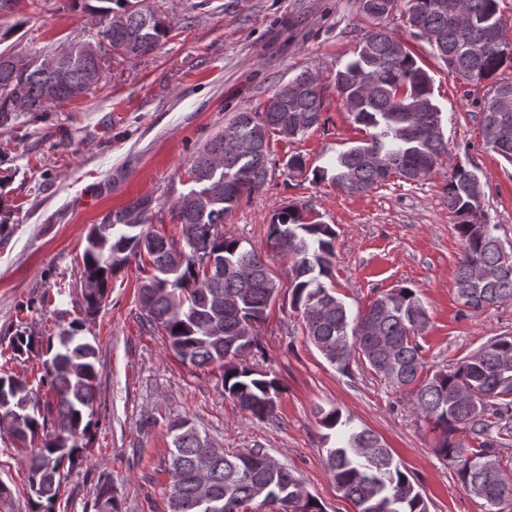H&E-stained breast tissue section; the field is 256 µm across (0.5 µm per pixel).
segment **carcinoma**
<instances>
[{
    "mask_svg": "<svg viewBox=\"0 0 512 512\" xmlns=\"http://www.w3.org/2000/svg\"><path fill=\"white\" fill-rule=\"evenodd\" d=\"M75 2L98 18L96 33L70 40V51L52 65L42 56L16 65L0 59V124L20 112H41L51 102H65L74 90L82 94L97 87L107 55L142 57L169 33L165 14L145 0ZM439 2L381 0L387 8L376 19L401 10L448 74L468 84L512 66V44L498 34L506 25L498 0H462L464 24L453 26ZM394 42L383 29L369 32L336 72V92L346 111L369 132L339 153L331 168L316 169L315 180L357 195L392 177L418 182L433 174L448 154L441 111L432 100V78L410 50L394 52ZM310 76L306 71L280 85L259 110L236 113L223 133L197 151L189 171L192 187L171 206V219L182 228V245L145 229L152 201L140 197L92 225L83 253L86 314L100 308L112 277L130 258H147L150 276L139 289L146 324L165 332L170 349L182 361L198 368L218 365L224 393L260 420L276 412L283 387L246 357L258 350L254 328L278 297V284L255 250L224 236V218L242 197L267 184L271 135L283 127L303 135L320 123L323 91L318 84L306 86ZM486 109L484 105L480 111L484 144L512 165V149L496 148L497 133L490 128ZM443 197L463 243L454 272L459 302L473 313L488 309L489 301L511 302L512 250L496 245L498 226L487 218L477 174L455 166L445 180ZM269 227L276 247L293 259L291 306L301 312L309 341L339 369L357 352L390 387L411 390L415 409L440 430L435 452L448 461L459 484L491 505L504 494L512 497V480L500 469L501 450L512 446V336L494 337L454 366L424 378L418 338L428 318L416 290L401 287L382 294L352 324L345 304L324 282L335 258L332 225L307 219L303 209L288 204L275 210ZM205 260L222 271L207 276ZM474 265L486 272L479 288L470 282ZM78 331L72 324L46 339L47 350L55 354L44 368L42 383L57 396V430H48L26 381L0 376V428L25 449L29 489L49 504L59 493L60 469L74 465L87 448L81 440L90 426L85 410L95 395L97 349L77 336ZM40 342V337L20 331L10 346L13 354L23 356ZM318 416L329 430L325 437L338 438L336 446L326 449V464L337 490L358 512H427L414 478L395 462L378 435L350 426L336 408L321 409ZM463 428L474 444L457 438ZM169 430L173 448L167 512H243L252 500L266 501L278 489L284 500L280 509L324 512L288 468L275 461L247 468L249 457L266 456L263 449L230 455L187 419L171 422ZM37 437L40 446L28 447ZM96 508L119 512L106 484L98 490Z\"/></svg>",
    "mask_w": 512,
    "mask_h": 512,
    "instance_id": "carcinoma-1",
    "label": "carcinoma"
}]
</instances>
